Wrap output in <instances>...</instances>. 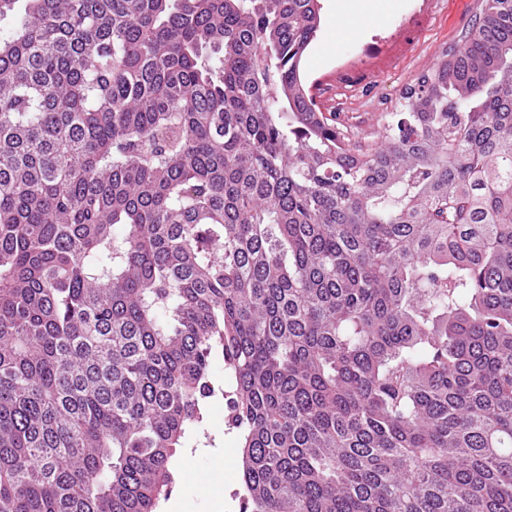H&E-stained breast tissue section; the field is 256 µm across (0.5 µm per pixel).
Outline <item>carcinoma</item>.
I'll use <instances>...</instances> for the list:
<instances>
[{"label":"carcinoma","mask_w":512,"mask_h":512,"mask_svg":"<svg viewBox=\"0 0 512 512\" xmlns=\"http://www.w3.org/2000/svg\"><path fill=\"white\" fill-rule=\"evenodd\" d=\"M0 512H155L224 363L240 512H512V0L378 142L319 0H0Z\"/></svg>","instance_id":"obj_1"}]
</instances>
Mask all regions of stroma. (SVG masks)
<instances>
[{
	"label": "stroma",
	"mask_w": 512,
	"mask_h": 512,
	"mask_svg": "<svg viewBox=\"0 0 512 512\" xmlns=\"http://www.w3.org/2000/svg\"><path fill=\"white\" fill-rule=\"evenodd\" d=\"M338 0H320L321 24L300 66L306 86L331 74L352 71L357 88L334 80L318 105L339 126L376 138L384 113L394 111L404 89L430 69L473 24L481 0H382L367 10L361 31L336 32ZM217 388L203 423L185 438L172 466L173 483L156 512H240L242 454L237 436L224 423V364L213 367Z\"/></svg>",
	"instance_id": "stroma-1"
}]
</instances>
